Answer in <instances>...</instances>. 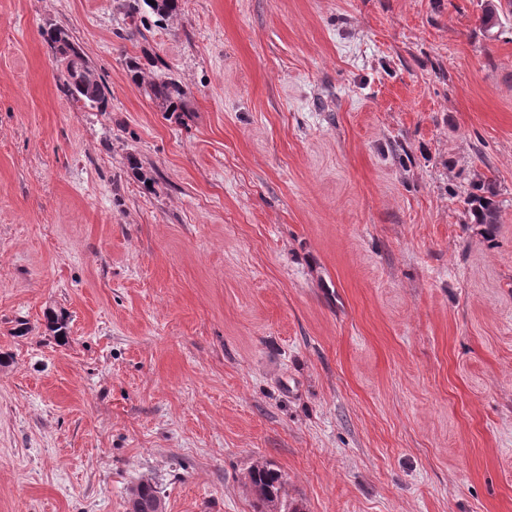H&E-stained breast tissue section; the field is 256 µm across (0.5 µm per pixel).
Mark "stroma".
<instances>
[{"instance_id": "stroma-1", "label": "stroma", "mask_w": 512, "mask_h": 512, "mask_svg": "<svg viewBox=\"0 0 512 512\" xmlns=\"http://www.w3.org/2000/svg\"><path fill=\"white\" fill-rule=\"evenodd\" d=\"M122 2L0 0V512H254L260 461L297 512H512V15ZM504 16L503 4L501 0H486L482 5L481 24L485 32L491 34L493 29L499 28ZM45 35L48 43L55 52L57 61L64 67L63 85L67 96L75 103L96 105L97 108L104 107L107 102L104 85L93 76L81 52L71 40L70 35L59 27L49 28L46 30ZM70 56L79 59L84 67L87 66V73L91 75L90 78L85 79L82 88L73 87L71 81L73 74L69 62ZM126 66L131 81L136 86L146 83L149 97L161 105L163 112H185L187 93L179 81L168 74L160 73L154 74L151 80L145 82V68L136 57L129 58ZM480 194L471 193L465 199L472 223H499V208L496 204L497 188L492 180L484 181L477 186ZM131 501L135 498L142 500V503L148 509L140 512H163L162 499L159 496L157 488L149 481H139L130 489Z\"/></svg>"}]
</instances>
